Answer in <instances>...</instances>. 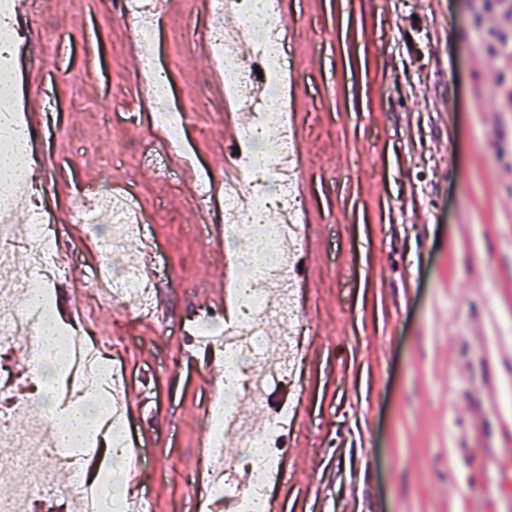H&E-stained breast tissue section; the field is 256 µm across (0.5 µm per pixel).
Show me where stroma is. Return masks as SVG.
I'll list each match as a JSON object with an SVG mask.
<instances>
[{
	"label": "stroma",
	"instance_id": "stroma-1",
	"mask_svg": "<svg viewBox=\"0 0 512 512\" xmlns=\"http://www.w3.org/2000/svg\"><path fill=\"white\" fill-rule=\"evenodd\" d=\"M151 45L130 52L123 0H46L20 12L53 43L40 66L8 72L32 127L41 195L71 244L75 274L58 294L118 354L132 442L142 447L151 512H188L204 485L184 476L208 436L216 394L208 358L179 334L224 286L218 202H195L201 170L222 193L233 156L224 79L214 70L207 0H170ZM296 164L306 208V328L293 423L280 452L293 473L269 496L278 512H499L471 494L512 442V359L494 339L512 324V9L501 0H283ZM153 62L172 108H196L170 181L138 156L164 145L144 99ZM129 194L161 253L158 317L92 301L99 261L70 224L73 184ZM198 227L190 237L186 228Z\"/></svg>",
	"mask_w": 512,
	"mask_h": 512
}]
</instances>
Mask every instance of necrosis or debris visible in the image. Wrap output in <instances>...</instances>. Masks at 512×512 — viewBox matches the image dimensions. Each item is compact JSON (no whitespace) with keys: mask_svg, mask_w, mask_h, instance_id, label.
Masks as SVG:
<instances>
[{"mask_svg":"<svg viewBox=\"0 0 512 512\" xmlns=\"http://www.w3.org/2000/svg\"><path fill=\"white\" fill-rule=\"evenodd\" d=\"M214 12L222 24L212 28L209 40L216 60L224 64V89L232 100L249 101L251 121L242 131L224 178V238L234 243L246 239L252 264L246 265L233 288L234 318L222 323L220 317L206 321L188 320L181 328L198 347L223 355L224 390L206 411L209 436L199 458L198 469L207 475L211 503L231 505L233 512H266L267 492L282 479L278 445L288 428L289 411L254 421L243 414L245 402H256L264 390L254 374L266 369L267 381H275L297 363V336L302 330L291 287L292 269L301 246L300 215L304 198L293 173L296 138L288 123V97L283 89L291 72L285 60L283 26L278 0H216ZM251 46L253 60L239 58L242 45ZM16 97L0 94V118L13 116L10 140L0 139V155L11 152L19 159L12 174L0 171V272L7 274L9 301L0 309V349H8L13 336L26 334L31 351H38L44 320L50 319L56 286L67 276L64 265L52 262L60 236L51 219L38 205L18 221V202L32 195L29 170L35 161L29 127L19 120ZM75 223L112 226L111 237H99L96 248L103 258L93 268L91 279L105 284L106 298L134 309L141 317L154 312L153 280L145 277L140 264L128 260L113 269V253L135 240L147 237L144 212L128 195L109 190L93 196L79 195L73 208ZM23 259L25 273L12 276L16 259ZM39 280L43 288L39 305L29 302L28 280ZM277 318L287 330L274 336L260 332L263 320ZM65 338V372L57 376L49 397L43 402L42 424L63 416L67 405L88 392L110 401L106 426L111 433L112 457L127 461L130 455L128 423L118 399L123 374L117 366L103 362L102 340L84 335L79 326L61 329ZM238 434L240 454L228 458L224 448L227 432ZM81 448H63L51 436H44L30 448L25 461L32 478L10 499H0V512H25L33 496L52 497L61 493L79 499L84 512H102L99 487L77 476ZM249 471L247 484L236 478L239 466ZM71 474L70 484L58 483V472Z\"/></svg>","mask_w":512,"mask_h":512,"instance_id":"4bbe7bcc","label":"necrosis or debris"}]
</instances>
